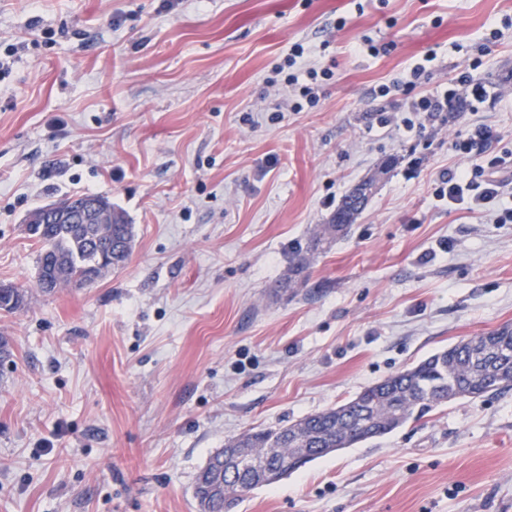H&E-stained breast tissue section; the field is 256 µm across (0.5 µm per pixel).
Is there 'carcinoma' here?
<instances>
[{
  "instance_id": "carcinoma-1",
  "label": "carcinoma",
  "mask_w": 512,
  "mask_h": 512,
  "mask_svg": "<svg viewBox=\"0 0 512 512\" xmlns=\"http://www.w3.org/2000/svg\"><path fill=\"white\" fill-rule=\"evenodd\" d=\"M373 182L351 189L336 206L332 223L323 224L311 241L317 251L347 233L372 194ZM89 199L112 213L110 224H45L33 237L40 245L38 287L91 285L90 271L101 272L100 244L112 241L114 267L128 260L134 227L124 221L102 196ZM19 288L0 299V310L14 312L25 305ZM512 388V325L463 339L418 364L364 388L349 401L303 417L287 426L248 431L229 438L224 458L217 451L199 469L194 497L201 512H222L224 499L240 501L252 490L272 484L266 469L294 471L299 459L311 462L332 448L354 445L388 435L410 421L418 422L435 409L459 400H477Z\"/></svg>"
}]
</instances>
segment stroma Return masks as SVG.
<instances>
[{
  "instance_id": "stroma-1",
  "label": "stroma",
  "mask_w": 512,
  "mask_h": 512,
  "mask_svg": "<svg viewBox=\"0 0 512 512\" xmlns=\"http://www.w3.org/2000/svg\"><path fill=\"white\" fill-rule=\"evenodd\" d=\"M297 44L332 73L299 108L267 87ZM447 90L421 132L399 125ZM478 123L501 138L461 157ZM506 151L512 0H0V285L26 291L0 311V512H198L195 476L229 437L512 324L496 221L512 199L433 195L441 171ZM363 180L349 232L284 287ZM78 194L133 224L131 255L47 295L24 221ZM236 512H512V389L307 463Z\"/></svg>"
}]
</instances>
